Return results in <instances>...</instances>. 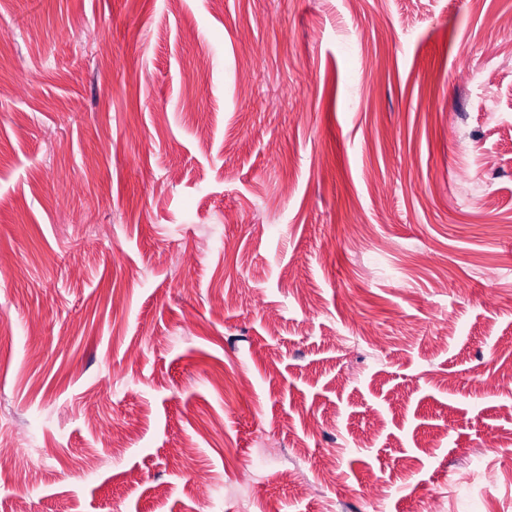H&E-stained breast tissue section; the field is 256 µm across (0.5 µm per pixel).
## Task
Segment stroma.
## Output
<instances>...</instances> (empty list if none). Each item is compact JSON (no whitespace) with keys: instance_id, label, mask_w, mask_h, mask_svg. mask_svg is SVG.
Wrapping results in <instances>:
<instances>
[{"instance_id":"obj_1","label":"stroma","mask_w":512,"mask_h":512,"mask_svg":"<svg viewBox=\"0 0 512 512\" xmlns=\"http://www.w3.org/2000/svg\"><path fill=\"white\" fill-rule=\"evenodd\" d=\"M511 16L0 0V512H512Z\"/></svg>"}]
</instances>
